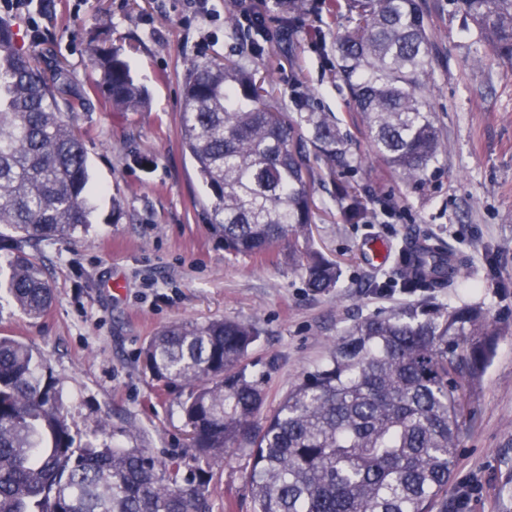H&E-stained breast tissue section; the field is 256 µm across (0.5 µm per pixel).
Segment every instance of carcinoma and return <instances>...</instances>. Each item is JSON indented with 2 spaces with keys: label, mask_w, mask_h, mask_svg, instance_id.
I'll list each match as a JSON object with an SVG mask.
<instances>
[{
  "label": "carcinoma",
  "mask_w": 512,
  "mask_h": 512,
  "mask_svg": "<svg viewBox=\"0 0 512 512\" xmlns=\"http://www.w3.org/2000/svg\"><path fill=\"white\" fill-rule=\"evenodd\" d=\"M479 42L512 62V0H458ZM294 26L303 0H277ZM352 23L336 42L346 82L375 157L408 185L421 183L443 150L423 95L429 32L416 0H333ZM93 91L116 115L140 112L147 91L125 57L89 45ZM61 66L48 83L0 20V224L16 233L0 256V289L30 318L50 309L53 289L25 247L90 224L83 140L63 118L84 105ZM270 75L238 61L194 65L183 89L181 138L211 191L209 228L234 255L262 258L309 243L311 159L333 174L349 167L347 140L329 114L302 101L288 113ZM339 199L359 220L357 191ZM309 290L336 287L339 265L305 248ZM466 260L427 239L399 268L403 287L451 288ZM258 330L231 319L174 323L144 347L153 378L190 388L182 412L193 458L160 460L142 448H96L72 434L47 360L0 335V512H208L211 464L231 451L249 459L253 512H448L468 389L483 375L496 330L479 304L431 299L348 327L325 361L261 417L265 394L247 371Z\"/></svg>",
  "instance_id": "1"
}]
</instances>
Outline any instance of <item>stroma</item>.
Instances as JSON below:
<instances>
[{"label": "stroma", "mask_w": 512, "mask_h": 512, "mask_svg": "<svg viewBox=\"0 0 512 512\" xmlns=\"http://www.w3.org/2000/svg\"><path fill=\"white\" fill-rule=\"evenodd\" d=\"M431 38L428 99L444 152L420 186H408L374 158L361 116L335 75L336 36L348 25L332 0H307L288 34L275 0H244L260 14L248 37L255 61L272 70L276 94L296 111L307 90L345 134L351 168L311 187L310 245L341 268L336 288L315 293L280 246L263 260L226 253L207 227L211 205L183 148L180 107L191 65L235 57L239 36L224 26L235 0H31L10 14L22 50L46 53L66 67L85 104L69 120L83 139L95 191L87 230L32 247L54 290L47 314L29 319L0 299V333L21 337L44 356L58 382L75 437L157 458L190 456L181 404L189 390L165 386L144 368L141 348L173 322L229 318L254 324L259 336L246 363L266 392L271 413L290 386L326 358L358 319L435 294L448 307L482 305L496 328L494 353L471 388L470 415L448 489L464 512H512V72L462 24L457 0H417ZM107 30L149 93L145 111L119 118L91 85L88 46ZM358 186L376 215L349 219L336 188ZM125 215L112 219V201ZM430 235L468 261L452 288L409 291L395 270L408 240ZM389 259L367 260L371 241ZM138 439H130V428ZM248 458L231 452L207 488L211 512H252Z\"/></svg>", "instance_id": "obj_1"}]
</instances>
